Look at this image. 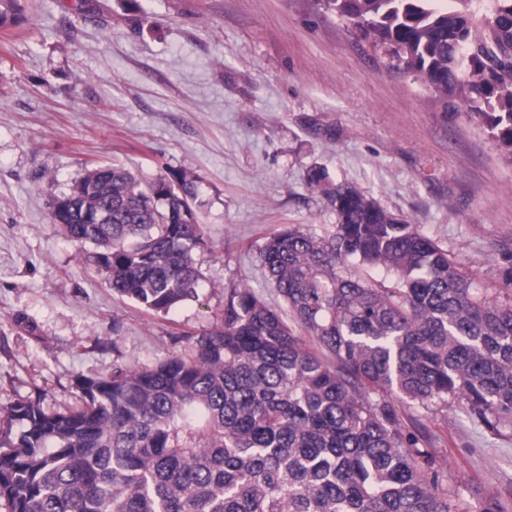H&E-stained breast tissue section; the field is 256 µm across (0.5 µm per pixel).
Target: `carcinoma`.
I'll return each mask as SVG.
<instances>
[{
  "instance_id": "1",
  "label": "carcinoma",
  "mask_w": 512,
  "mask_h": 512,
  "mask_svg": "<svg viewBox=\"0 0 512 512\" xmlns=\"http://www.w3.org/2000/svg\"><path fill=\"white\" fill-rule=\"evenodd\" d=\"M326 2L512 166V0ZM23 9L0 0V26ZM174 179L103 165L51 211L114 294L164 314L199 300L203 278L197 179ZM309 181L336 224H290L258 253L286 309L236 284L182 347L77 379V406L13 405L8 512H503L448 495L430 433L402 409L452 400L490 435L512 433V293L355 187L320 170ZM106 206L111 223L86 220Z\"/></svg>"
}]
</instances>
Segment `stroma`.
Masks as SVG:
<instances>
[{
	"label": "stroma",
	"instance_id": "35a3bbf8",
	"mask_svg": "<svg viewBox=\"0 0 512 512\" xmlns=\"http://www.w3.org/2000/svg\"><path fill=\"white\" fill-rule=\"evenodd\" d=\"M102 164L199 178L198 300L145 312L53 224V199ZM315 167L500 285L512 166L317 0H30L0 27V417L23 400L61 410L77 378L163 358L215 324L227 286L280 306L258 251L288 225L335 224ZM404 416L432 430L450 494L512 512V435L454 407Z\"/></svg>",
	"mask_w": 512,
	"mask_h": 512
}]
</instances>
